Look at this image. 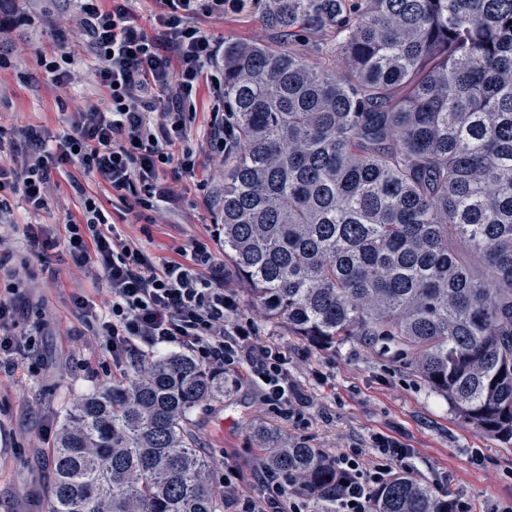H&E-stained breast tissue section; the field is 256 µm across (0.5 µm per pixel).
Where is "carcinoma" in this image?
Instances as JSON below:
<instances>
[{
	"label": "carcinoma",
	"mask_w": 512,
	"mask_h": 512,
	"mask_svg": "<svg viewBox=\"0 0 512 512\" xmlns=\"http://www.w3.org/2000/svg\"><path fill=\"white\" fill-rule=\"evenodd\" d=\"M272 38L224 42V263L253 308L321 347L412 360L512 441V0H262ZM334 28L344 69L306 57ZM224 397L192 356L148 357L76 401L46 512H224L191 415ZM265 464L336 512L328 458L252 427ZM374 512H450L407 473Z\"/></svg>",
	"instance_id": "1"
}]
</instances>
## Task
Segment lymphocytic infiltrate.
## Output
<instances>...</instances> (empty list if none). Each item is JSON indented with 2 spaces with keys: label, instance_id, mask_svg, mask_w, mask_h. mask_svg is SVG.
<instances>
[{
  "label": "lymphocytic infiltrate",
  "instance_id": "f902f5d3",
  "mask_svg": "<svg viewBox=\"0 0 512 512\" xmlns=\"http://www.w3.org/2000/svg\"><path fill=\"white\" fill-rule=\"evenodd\" d=\"M76 21L86 37L95 81L109 94L106 106L74 113L67 130L51 133L33 122L18 129L11 155L0 162V269L13 257L7 248L22 234L31 256L63 247L85 276L104 282L109 296L96 306L76 295L72 304L113 362L122 364L179 346L202 364L244 372L259 388L265 404L297 419L311 396L288 373V357L279 347L258 343L251 322L239 317L240 302L225 284L224 266L208 245L194 239L178 248L177 258L150 256L108 219L100 192L133 202L138 218L154 223L155 213L178 199L176 184L195 176L202 150L211 155L231 148L228 125L213 112L203 143H196L188 108L200 86L220 89L211 68L219 48L191 17L223 11L225 0H160L154 34L133 23L128 0H75ZM171 170V179L160 176ZM64 178L79 201L54 235L42 225H19L15 208L40 214L56 178ZM93 179L97 192L86 189ZM372 465L363 451L349 448L333 459L342 478L336 512H372L374 494L394 470L408 469L411 451L388 435L376 436ZM234 463L224 467V492L235 512H304V503H285L291 480L263 471L261 499L240 497Z\"/></svg>",
  "mask_w": 512,
  "mask_h": 512
}]
</instances>
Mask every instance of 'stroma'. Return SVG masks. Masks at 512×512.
I'll list each match as a JSON object with an SVG mask.
<instances>
[{
    "mask_svg": "<svg viewBox=\"0 0 512 512\" xmlns=\"http://www.w3.org/2000/svg\"><path fill=\"white\" fill-rule=\"evenodd\" d=\"M16 10L0 12V47L9 50L0 65V127L11 129L31 121L59 131L71 113L88 105H105L106 92L94 81L92 61L83 51L84 36L72 19L68 0H19ZM217 42L263 40L269 33L256 6L227 0L223 12L193 17ZM64 29L75 53L73 84L55 86L41 64L54 50L53 26ZM180 200L160 223L138 220L123 205L110 207L111 220L151 256H171L180 243L199 239L223 259V243L211 231L221 221L224 166L215 164L179 185ZM14 261H28L17 300L24 309L19 331L43 322L30 352L15 355L9 372L0 371V512H42L52 477L51 450L72 403L81 396L129 377L135 367L116 366L71 305L75 293L95 303L107 298L104 286H93L68 266L60 250L48 253L59 270L58 280L42 277L38 260H26L23 236L12 242ZM238 298L260 340L288 352V369L308 390L312 407L293 422L268 410L259 390L235 384L225 376L223 399L193 414L198 446L215 475L224 472L225 458H234L241 475V494L257 495L256 472L263 453L253 441L252 424L268 422L288 437L333 456L351 446L368 448L373 435L399 437L412 457L411 473L439 494L468 499L473 512H507L512 507V447L482 435L464 423L448 402L434 394L410 362L381 354L365 345L346 342L324 349L293 335L287 327L264 318L247 300Z\"/></svg>",
    "mask_w": 512,
    "mask_h": 512,
    "instance_id": "35a3bbf8",
    "label": "stroma"
}]
</instances>
